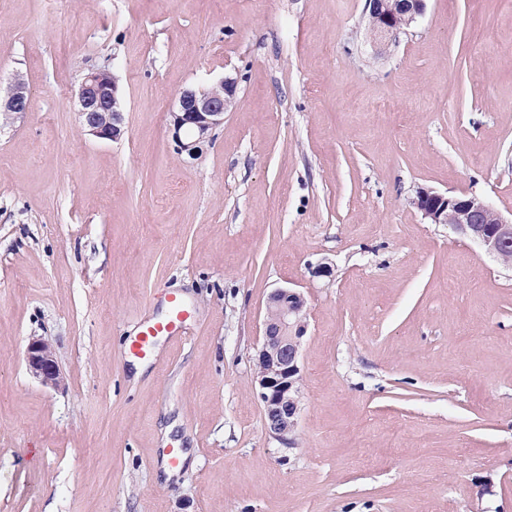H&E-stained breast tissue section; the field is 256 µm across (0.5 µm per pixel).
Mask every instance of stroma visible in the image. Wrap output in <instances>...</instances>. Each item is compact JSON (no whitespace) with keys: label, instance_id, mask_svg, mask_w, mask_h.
Masks as SVG:
<instances>
[{"label":"stroma","instance_id":"obj_1","mask_svg":"<svg viewBox=\"0 0 512 512\" xmlns=\"http://www.w3.org/2000/svg\"><path fill=\"white\" fill-rule=\"evenodd\" d=\"M364 4L0 0V82L32 93L0 127V512H512V272L412 204L512 212V0H427L382 54ZM106 58L117 142L76 114ZM228 75L179 155L176 95ZM283 287L308 307L288 445L254 366ZM166 290L185 340L124 354ZM236 86L235 78L223 77L207 89L190 87L179 93L170 116L172 138L181 153L193 159L199 155L202 145L224 123V112L234 106ZM29 372L44 385L60 387L64 379L56 364L52 346L43 338H33L26 348Z\"/></svg>","mask_w":512,"mask_h":512}]
</instances>
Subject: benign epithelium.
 Wrapping results in <instances>:
<instances>
[{"mask_svg": "<svg viewBox=\"0 0 512 512\" xmlns=\"http://www.w3.org/2000/svg\"><path fill=\"white\" fill-rule=\"evenodd\" d=\"M425 8V0H396L393 7L383 0H365L364 12L371 22L376 49H387L391 37L415 23ZM236 86V79L223 77L206 89L190 87L179 93L170 116L172 138L180 151L191 158L199 155L213 131L224 124V112L234 106ZM78 102L77 115L85 133L109 141L124 134L123 96L109 64L85 71ZM30 106L31 93L22 78L0 87V120L27 112ZM412 204L429 223L448 225L512 271V216L503 215L475 194L451 195L421 188ZM305 308L304 297L293 289L279 288L270 294L257 357L264 426L286 444L297 425L299 346L306 333ZM25 360L29 372L41 383L52 387L63 384L52 346L45 339L34 338L28 343Z\"/></svg>", "mask_w": 512, "mask_h": 512, "instance_id": "1", "label": "benign epithelium"}]
</instances>
